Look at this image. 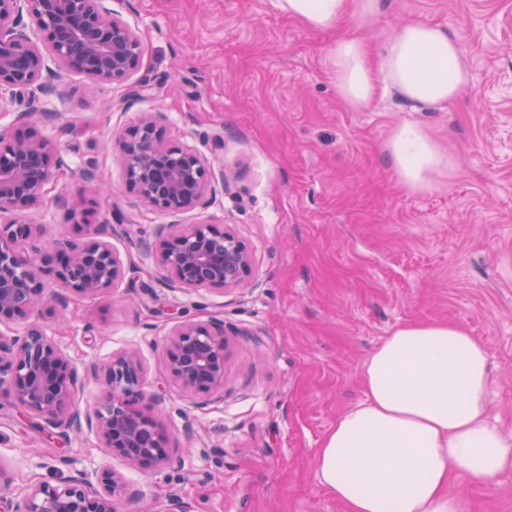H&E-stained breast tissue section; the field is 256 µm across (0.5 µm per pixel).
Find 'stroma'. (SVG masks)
<instances>
[{
  "label": "stroma",
  "instance_id": "1",
  "mask_svg": "<svg viewBox=\"0 0 512 512\" xmlns=\"http://www.w3.org/2000/svg\"><path fill=\"white\" fill-rule=\"evenodd\" d=\"M382 14L314 31L277 0H107L143 41L139 77L57 82L54 120L18 121L0 94V129L51 138L64 174L38 219L46 238L75 237L57 195L93 193L124 269L114 288L71 298L49 331L77 367L81 406H96L101 368L128 350L143 367L142 404L169 450L161 467L129 464L95 433L51 438L0 404V497L73 473L96 483L111 468L132 486L117 512H165L177 495L192 512H345L321 485L316 453L337 416L364 397L363 362L395 328L465 325L488 350V415L512 434V0H385ZM421 21L456 34L470 80L450 104L411 110L377 96L345 103L326 72L337 35L380 44ZM156 112L170 145L198 150L224 186L192 212L145 209L130 192L114 135ZM421 125L450 152L452 173L413 190L384 150L397 126ZM93 166L96 178L80 174ZM228 228L250 250L251 283L225 291L167 287L163 236L191 225ZM224 321V390L194 397L167 372L180 321ZM471 512H512V471L490 487L462 484Z\"/></svg>",
  "mask_w": 512,
  "mask_h": 512
}]
</instances>
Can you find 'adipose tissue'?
<instances>
[{
  "label": "adipose tissue",
  "mask_w": 512,
  "mask_h": 512,
  "mask_svg": "<svg viewBox=\"0 0 512 512\" xmlns=\"http://www.w3.org/2000/svg\"><path fill=\"white\" fill-rule=\"evenodd\" d=\"M313 30L378 15L381 0H278ZM338 94L369 105L377 93L407 104L450 103L470 78L460 41L425 22H406L378 47L337 37L327 58ZM385 150L413 188L455 167L416 124L397 127ZM363 399L339 414L317 451L320 482L346 512H471L454 481L494 484L512 469V436L490 421L487 348L444 321L396 328L362 366Z\"/></svg>",
  "instance_id": "ef3b65f1"
}]
</instances>
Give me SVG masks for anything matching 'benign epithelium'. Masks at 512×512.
Returning a JSON list of instances; mask_svg holds the SVG:
<instances>
[{
    "label": "benign epithelium",
    "instance_id": "1",
    "mask_svg": "<svg viewBox=\"0 0 512 512\" xmlns=\"http://www.w3.org/2000/svg\"><path fill=\"white\" fill-rule=\"evenodd\" d=\"M36 21L28 33L23 13ZM139 34L105 6V0H0V90L25 106L18 118L36 112L53 116L45 98L54 84L77 73L96 85L127 82L141 66ZM54 67H49L48 63ZM127 185L147 210L181 214L209 203L214 168L190 148L165 144V129L153 112L117 140ZM62 167L58 145L49 138L29 140L0 131V326L20 325L22 332L0 336V394L43 427L66 436L82 427L94 431L104 447L138 466L168 462L169 452L154 421L140 403L142 367L133 353L115 357L104 367L109 392L94 414H82L76 391L82 384L77 369L52 342L35 316L40 304L51 303L53 315L67 307L70 295L94 297L122 277L123 266L112 251L106 226L89 228L85 238L54 243L42 253L41 225L16 217L20 207L39 208L46 187ZM97 200L78 194L69 210L80 223L86 206ZM57 264L62 290H49L46 265ZM160 264L171 288H240L247 284L252 256L231 231L194 225L162 242ZM224 321L180 322L167 348L169 377L189 394L224 386ZM128 483L104 469L98 488L90 489L81 475L60 485L29 486L6 512H116L115 503L128 493Z\"/></svg>",
    "mask_w": 512,
    "mask_h": 512
}]
</instances>
